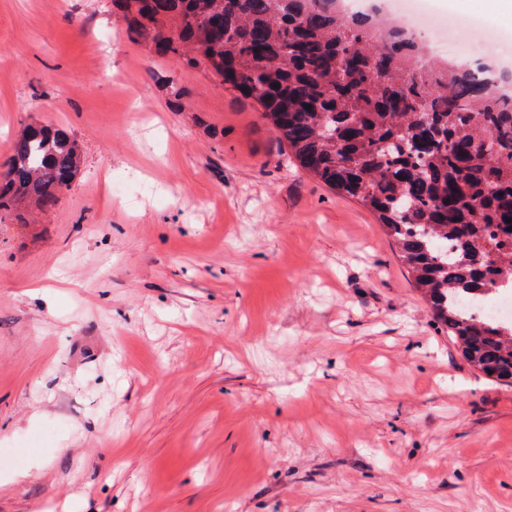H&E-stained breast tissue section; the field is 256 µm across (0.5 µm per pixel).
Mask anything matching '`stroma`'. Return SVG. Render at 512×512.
Masks as SVG:
<instances>
[{
	"mask_svg": "<svg viewBox=\"0 0 512 512\" xmlns=\"http://www.w3.org/2000/svg\"><path fill=\"white\" fill-rule=\"evenodd\" d=\"M483 2L431 0L469 61L512 33ZM261 112L111 0H0V164L82 149L0 213V512H512V385ZM81 164L78 144L63 125H26L13 140L0 172V211L32 201L54 206Z\"/></svg>",
	"mask_w": 512,
	"mask_h": 512,
	"instance_id": "35a3bbf8",
	"label": "stroma"
}]
</instances>
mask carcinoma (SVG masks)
Instances as JSON below:
<instances>
[{
    "instance_id": "carcinoma-1",
    "label": "carcinoma",
    "mask_w": 512,
    "mask_h": 512,
    "mask_svg": "<svg viewBox=\"0 0 512 512\" xmlns=\"http://www.w3.org/2000/svg\"><path fill=\"white\" fill-rule=\"evenodd\" d=\"M159 55L234 77L298 165L375 215L465 359L512 383V322L475 305L512 286V74L428 56L404 23L345 0H117ZM71 131L26 125L0 211L54 206Z\"/></svg>"
}]
</instances>
